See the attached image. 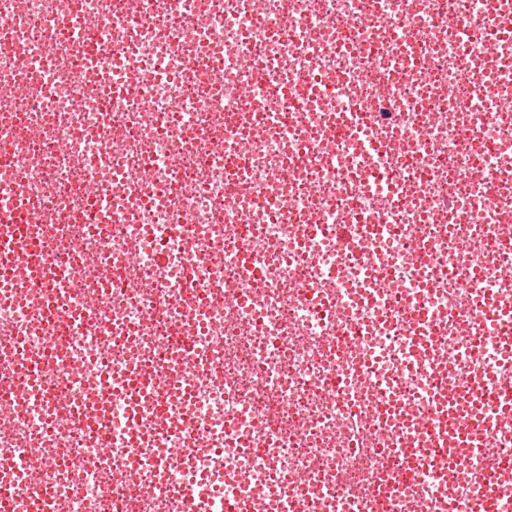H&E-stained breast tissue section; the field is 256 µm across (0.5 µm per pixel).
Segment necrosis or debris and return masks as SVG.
I'll return each mask as SVG.
<instances>
[{
	"mask_svg": "<svg viewBox=\"0 0 512 512\" xmlns=\"http://www.w3.org/2000/svg\"><path fill=\"white\" fill-rule=\"evenodd\" d=\"M495 30L484 0H0V209H39L0 253V465L58 512H224L230 473L251 512H463L430 490L448 390L512 391ZM459 429L512 456V419Z\"/></svg>",
	"mask_w": 512,
	"mask_h": 512,
	"instance_id": "obj_1",
	"label": "necrosis or debris"
}]
</instances>
